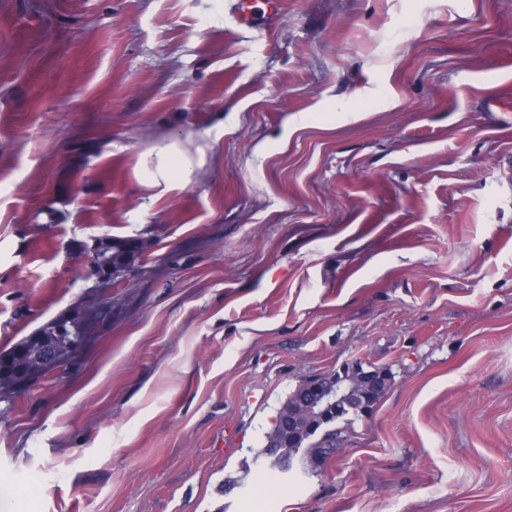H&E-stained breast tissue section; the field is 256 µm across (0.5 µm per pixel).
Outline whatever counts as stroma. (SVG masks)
<instances>
[{"mask_svg": "<svg viewBox=\"0 0 512 512\" xmlns=\"http://www.w3.org/2000/svg\"><path fill=\"white\" fill-rule=\"evenodd\" d=\"M229 3L0 0V351L94 239L148 247L0 402V512H512V0ZM173 141L205 155L165 192ZM355 360L384 398L267 490L282 403ZM254 0H234L231 10L234 12L236 20L241 25L254 26L261 24L271 25L275 20L274 8L258 15L255 12ZM140 165L149 168L151 184L154 187L164 185L163 191L178 188L194 170V160L182 152L175 144L157 149L140 160Z\"/></svg>", "mask_w": 512, "mask_h": 512, "instance_id": "1", "label": "stroma"}]
</instances>
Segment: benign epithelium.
Instances as JSON below:
<instances>
[{
	"instance_id": "1",
	"label": "benign epithelium",
	"mask_w": 512,
	"mask_h": 512,
	"mask_svg": "<svg viewBox=\"0 0 512 512\" xmlns=\"http://www.w3.org/2000/svg\"><path fill=\"white\" fill-rule=\"evenodd\" d=\"M144 249L145 242L138 239L136 252L114 261L112 238L95 240L85 270V279L92 281L87 299L65 318H53L42 324L41 335L32 336L9 354H0V372L22 371L26 374V387L33 388L47 370L62 374L79 365L86 346V337L82 336L84 316L110 301L112 277L129 276ZM390 384L391 374L386 369L357 361L347 369L340 368L338 375H310L299 382L290 403L283 404V414L277 418L276 426L285 440L301 445L345 407H356L362 415L370 412V403Z\"/></svg>"
}]
</instances>
